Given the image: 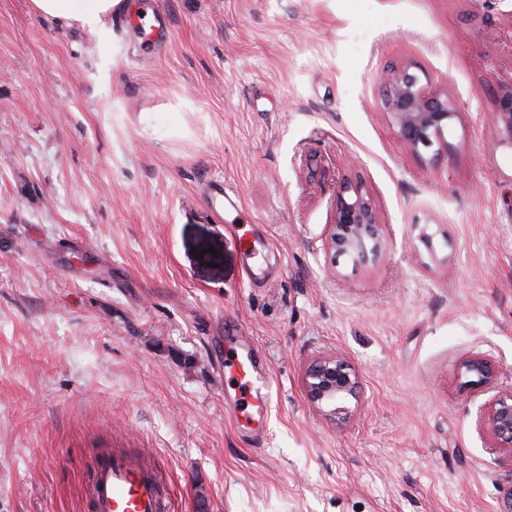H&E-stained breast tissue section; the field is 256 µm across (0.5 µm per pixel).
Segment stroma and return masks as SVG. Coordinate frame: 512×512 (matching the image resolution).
Returning <instances> with one entry per match:
<instances>
[{"instance_id": "35a3bbf8", "label": "stroma", "mask_w": 512, "mask_h": 512, "mask_svg": "<svg viewBox=\"0 0 512 512\" xmlns=\"http://www.w3.org/2000/svg\"><path fill=\"white\" fill-rule=\"evenodd\" d=\"M127 2L169 41L0 0V512H88L102 448L153 453L171 512H502L474 422L512 396V0ZM405 66L456 96L445 155L382 109ZM342 175L384 225L359 268L324 238ZM228 336L271 372L259 438L224 409ZM332 354L362 388L341 418L304 387ZM493 123L498 131L497 143L506 141L512 146V77L499 83ZM466 374H473L476 380L468 385L482 388L491 382L494 375L492 362L484 355L476 354L467 358L462 365Z\"/></svg>"}]
</instances>
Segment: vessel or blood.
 Here are the masks:
<instances>
[{"mask_svg":"<svg viewBox=\"0 0 512 512\" xmlns=\"http://www.w3.org/2000/svg\"><path fill=\"white\" fill-rule=\"evenodd\" d=\"M224 380L235 394L226 408L238 428L266 429L270 377L253 345L232 342L224 357ZM94 512H169L164 478L151 457L123 448L102 452L86 486Z\"/></svg>","mask_w":512,"mask_h":512,"instance_id":"1","label":"vessel or blood"}]
</instances>
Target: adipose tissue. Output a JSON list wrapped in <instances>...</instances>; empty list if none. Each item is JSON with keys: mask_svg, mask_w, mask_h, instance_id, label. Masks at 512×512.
<instances>
[{"mask_svg": "<svg viewBox=\"0 0 512 512\" xmlns=\"http://www.w3.org/2000/svg\"><path fill=\"white\" fill-rule=\"evenodd\" d=\"M35 14L61 26L78 27L101 41L112 38L107 19L119 14L123 0H30Z\"/></svg>", "mask_w": 512, "mask_h": 512, "instance_id": "obj_1", "label": "adipose tissue"}]
</instances>
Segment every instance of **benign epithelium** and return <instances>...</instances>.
<instances>
[{"instance_id": "7a95c632", "label": "benign epithelium", "mask_w": 512, "mask_h": 512, "mask_svg": "<svg viewBox=\"0 0 512 512\" xmlns=\"http://www.w3.org/2000/svg\"><path fill=\"white\" fill-rule=\"evenodd\" d=\"M382 81L383 108L407 148L417 153L422 148L434 147L437 156L448 150L445 129L459 115L455 96L422 83L407 67L386 71ZM493 123L499 141L512 144V78L498 86ZM325 240L333 255L348 254L355 263L364 261L368 252L379 248L381 234L375 201L361 184L344 177L336 182ZM462 368L476 376L470 383L472 387L488 385L494 375L492 362L480 354L467 358ZM305 386L310 401L331 407L329 415L334 417L337 408L333 404L349 396L357 397L360 382L342 357L329 355L318 357L308 365ZM476 429L488 447L512 458V402L499 398L481 407Z\"/></svg>"}]
</instances>
